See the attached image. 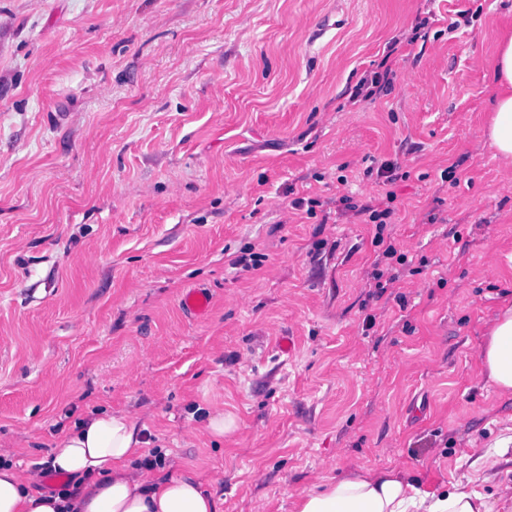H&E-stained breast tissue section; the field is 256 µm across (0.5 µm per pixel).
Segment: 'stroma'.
<instances>
[{"label":"stroma","instance_id":"1","mask_svg":"<svg viewBox=\"0 0 512 512\" xmlns=\"http://www.w3.org/2000/svg\"><path fill=\"white\" fill-rule=\"evenodd\" d=\"M511 24L512 0H0V448L34 489L107 409L220 512H292L360 466L512 512V396L480 364L512 297V168L478 144ZM383 62L391 90L353 101ZM386 161L408 262L382 293L337 176L366 203ZM182 305L186 312L195 318H204L210 309V299L205 290L192 288L182 296ZM234 425L235 418L233 416H224V411H216L207 416L203 431L209 436L224 437V433L230 431Z\"/></svg>","mask_w":512,"mask_h":512}]
</instances>
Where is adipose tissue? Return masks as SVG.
I'll return each mask as SVG.
<instances>
[{"instance_id": "1", "label": "adipose tissue", "mask_w": 512, "mask_h": 512, "mask_svg": "<svg viewBox=\"0 0 512 512\" xmlns=\"http://www.w3.org/2000/svg\"><path fill=\"white\" fill-rule=\"evenodd\" d=\"M496 96L484 139L504 164L512 163V29L502 33L494 58ZM486 381L512 395V302L501 305L481 349ZM139 422L107 410L65 428L51 450L50 465L79 481L73 494L32 492L10 461L0 462V512H218L198 475L155 477L134 468L142 450ZM293 512H492L470 482L428 488L408 472L358 468L322 479L302 493Z\"/></svg>"}]
</instances>
